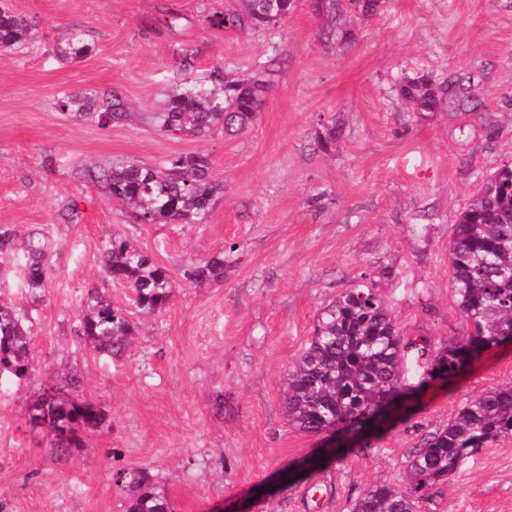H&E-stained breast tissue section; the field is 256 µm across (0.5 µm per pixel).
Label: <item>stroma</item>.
Segmentation results:
<instances>
[{
	"label": "stroma",
	"mask_w": 512,
	"mask_h": 512,
	"mask_svg": "<svg viewBox=\"0 0 512 512\" xmlns=\"http://www.w3.org/2000/svg\"><path fill=\"white\" fill-rule=\"evenodd\" d=\"M32 24L0 53V228L49 247L46 286L31 298L19 262L0 255V298L31 314L32 367L0 376V499L7 512H125L117 471L147 469L174 512H350L375 484L405 488L421 443L488 388L512 383V343L457 376L426 379L406 355L412 407L363 448L265 490L318 438L289 425L283 377L307 346L320 309L359 284L374 288L408 342L430 355L465 337L448 250L457 214L483 179L512 159V0H384L338 21L298 6L270 30L211 26L234 0H7ZM80 32L90 47L63 60ZM222 66L269 84L245 133L163 134L149 114L169 86ZM472 87L416 111L407 76ZM66 95L119 99L129 118L104 125L61 111ZM335 131L330 150L321 139ZM208 155L224 187L201 224H132L96 179L105 162L154 165ZM168 270L159 313L130 308L105 279L112 236ZM224 257V277L196 286L183 272ZM126 309L134 335L121 359L78 338L90 287ZM106 425L57 450L28 421V404L70 376ZM417 512H512V437L472 450Z\"/></svg>",
	"instance_id": "35a3bbf8"
}]
</instances>
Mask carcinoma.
Segmentation results:
<instances>
[{"label": "carcinoma", "mask_w": 512, "mask_h": 512, "mask_svg": "<svg viewBox=\"0 0 512 512\" xmlns=\"http://www.w3.org/2000/svg\"><path fill=\"white\" fill-rule=\"evenodd\" d=\"M240 8L214 14L210 22L226 29L274 27L291 13L297 0H239ZM31 23L0 2V50L21 46L30 38ZM89 51L78 33L59 48L66 59ZM441 85L428 75L407 78L401 95L419 112L435 110ZM265 83L259 79H230L213 70L193 83L167 94L164 105L152 113L159 131L172 136L201 138L214 127L224 133L243 132L259 115ZM62 111L82 113L91 100L65 96ZM115 99L98 113L104 124L128 118ZM112 198L131 208L136 224H191L203 220L212 200L223 188L208 156L189 153L170 157L152 166L135 161L106 166L100 172ZM24 281L33 300L45 288L47 248L39 239L23 244ZM457 304L471 330L464 339L448 345L428 372L451 376L466 359L481 354L512 334V160L503 162L456 216L448 256ZM105 277L128 285L138 308L152 313L169 301L173 280L152 255L123 238H112L102 254ZM192 283L224 277V257L216 255L184 271ZM29 311L0 299V373L18 379L31 368ZM79 338L95 353L113 359L129 345L132 326L124 311L97 289L88 290L79 314ZM418 356L427 347L402 339L395 319L374 290L359 285L325 305L318 315L309 345L289 367L285 412L288 422L310 434L329 430L359 431L390 403L413 396L414 387L403 374L406 350ZM45 421L42 431L49 445L59 446L57 431L75 435L92 432L101 424L102 407L62 388L43 390L28 409V420ZM512 436V385L493 387L466 402L431 434L413 456L409 488L373 485L352 506V512H417L419 493L447 479L460 468L473 448ZM115 483L127 492V512H173L167 495L158 491L145 469L116 473Z\"/></svg>", "instance_id": "cac0c4a2"}]
</instances>
